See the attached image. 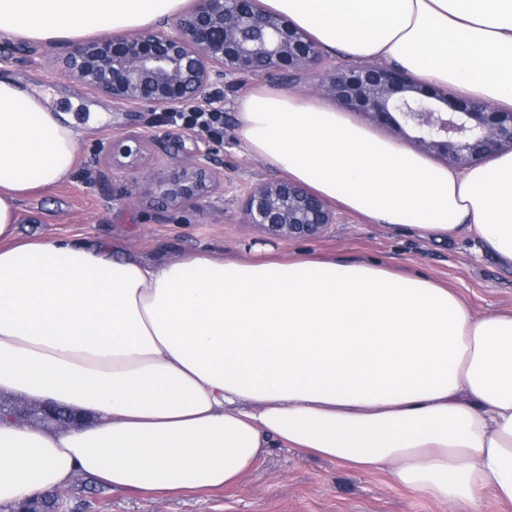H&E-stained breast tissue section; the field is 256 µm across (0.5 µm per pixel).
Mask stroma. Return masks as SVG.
<instances>
[{
    "mask_svg": "<svg viewBox=\"0 0 512 512\" xmlns=\"http://www.w3.org/2000/svg\"><path fill=\"white\" fill-rule=\"evenodd\" d=\"M68 48L65 42L40 44L0 30V72L57 97L62 105L77 106L88 119L69 175L22 200L20 239L113 242L125 254L144 260L197 253L232 258L257 251L283 258L305 254L376 260L448 286L476 312L512 311V269L504 268L466 232L440 241L346 212L322 237L284 242L242 223L243 192L275 175L246 150L237 133L236 100L260 85L257 77L225 83L220 107L224 131L208 139L224 175L223 197L178 211L166 209L139 175L113 174L98 144L119 132L145 130L158 137L151 161L170 168L175 157L169 149L187 137V130L164 124L157 114L129 112L113 106L109 98L88 95L65 78L56 63ZM62 495L65 512H462L401 486L385 471H362L286 448L270 449L239 485L224 490L145 495L112 491L78 474Z\"/></svg>",
    "mask_w": 512,
    "mask_h": 512,
    "instance_id": "stroma-1",
    "label": "stroma"
}]
</instances>
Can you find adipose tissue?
Segmentation results:
<instances>
[{
    "label": "adipose tissue",
    "mask_w": 512,
    "mask_h": 512,
    "mask_svg": "<svg viewBox=\"0 0 512 512\" xmlns=\"http://www.w3.org/2000/svg\"><path fill=\"white\" fill-rule=\"evenodd\" d=\"M184 0H0L58 43L149 26ZM326 49L512 111V0H264ZM241 142L343 210L436 239L466 230L512 267V152L431 162L348 111L267 86ZM80 127L0 74V389L77 412L68 432L0 421V506L76 473L113 491L235 486L268 449L387 471L443 502L512 503V312L478 313L378 261L116 258L17 239V203L72 169Z\"/></svg>",
    "instance_id": "obj_1"
}]
</instances>
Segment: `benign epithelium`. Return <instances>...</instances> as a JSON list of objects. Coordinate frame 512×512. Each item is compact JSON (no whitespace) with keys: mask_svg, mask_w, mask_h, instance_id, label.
Masks as SVG:
<instances>
[{"mask_svg":"<svg viewBox=\"0 0 512 512\" xmlns=\"http://www.w3.org/2000/svg\"><path fill=\"white\" fill-rule=\"evenodd\" d=\"M98 36L59 57L65 76L120 107L186 112L224 97L229 76L284 77L298 86L308 75L315 94L338 107L363 112L428 154L457 169L512 151V112L481 100L459 99L429 88L405 71L365 62L339 64L304 30L263 7L260 0H194L172 30L165 26ZM153 138L128 130L108 139L104 156L118 173H139L172 209L214 194V154L180 143L172 169L149 168ZM242 223L272 238H318L341 216L328 202L287 177L261 180L243 195ZM0 417L43 428L75 423L72 413L49 404L0 407ZM26 512H64L60 492L41 494Z\"/></svg>","mask_w":512,"mask_h":512,"instance_id":"benign-epithelium-1","label":"benign epithelium"}]
</instances>
